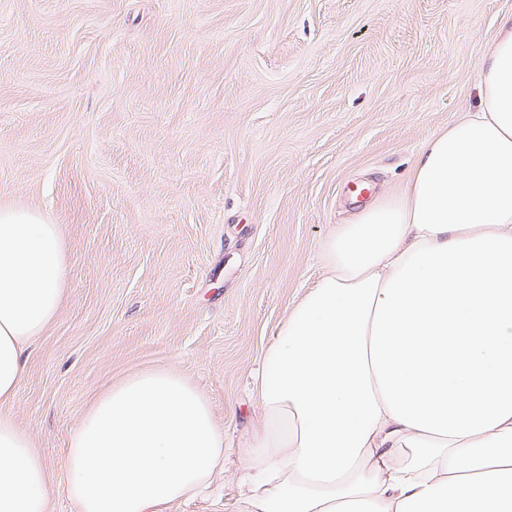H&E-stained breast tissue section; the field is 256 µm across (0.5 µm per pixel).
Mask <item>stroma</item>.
I'll list each match as a JSON object with an SVG mask.
<instances>
[{"label": "stroma", "mask_w": 512, "mask_h": 512, "mask_svg": "<svg viewBox=\"0 0 512 512\" xmlns=\"http://www.w3.org/2000/svg\"><path fill=\"white\" fill-rule=\"evenodd\" d=\"M512 0H0V207L60 225L67 298L6 411L52 493L90 404L166 367L211 400L237 512L252 374L324 243L478 111Z\"/></svg>", "instance_id": "1"}]
</instances>
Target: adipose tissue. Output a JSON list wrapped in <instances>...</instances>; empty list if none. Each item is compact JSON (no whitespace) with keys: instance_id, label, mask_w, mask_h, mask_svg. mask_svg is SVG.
Returning a JSON list of instances; mask_svg holds the SVG:
<instances>
[{"instance_id":"1","label":"adipose tissue","mask_w":512,"mask_h":512,"mask_svg":"<svg viewBox=\"0 0 512 512\" xmlns=\"http://www.w3.org/2000/svg\"><path fill=\"white\" fill-rule=\"evenodd\" d=\"M479 111L426 141L403 193L329 236L253 375L239 512H512V17L482 56ZM61 228L0 209V512H48L42 456L2 406L66 297ZM224 471L186 376L103 392L66 453L78 512H166Z\"/></svg>"}]
</instances>
